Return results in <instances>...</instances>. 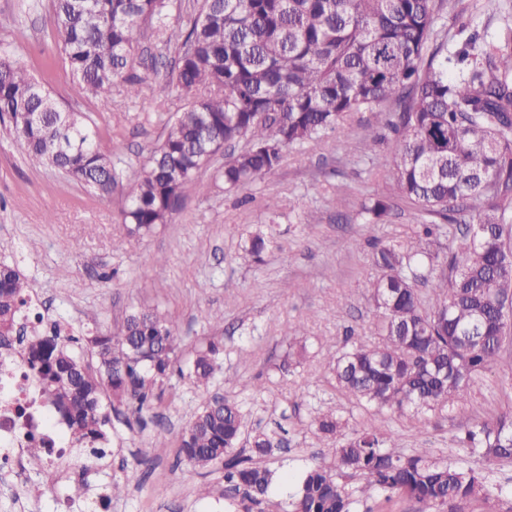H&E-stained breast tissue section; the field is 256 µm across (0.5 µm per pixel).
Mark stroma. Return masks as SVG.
<instances>
[{"instance_id":"obj_1","label":"stroma","mask_w":512,"mask_h":512,"mask_svg":"<svg viewBox=\"0 0 512 512\" xmlns=\"http://www.w3.org/2000/svg\"><path fill=\"white\" fill-rule=\"evenodd\" d=\"M498 6L499 0H446L438 23L449 45L462 43L466 28L497 31ZM51 10L52 0H0V49L20 58L70 111L89 116L102 150L123 143L119 183L111 200L98 198L57 171L30 164L0 130V264L18 267L50 316L65 318L77 332L115 333L133 310L155 307L174 326L181 352L202 338L223 337L214 391L242 406L248 430L280 426L287 432V448L264 461L274 473L273 499H285L289 476L314 460L333 462L334 442L322 440L311 424L313 411L329 406L347 430L393 433L402 450L430 448L436 456L468 461L511 490L512 464L469 455L458 438L464 429L512 413V338L499 363L475 379L468 400L440 412L379 415L355 407L328 382L333 346L346 332L365 342L375 338L374 243L407 241L420 224L413 206L394 191V139L385 137L366 154L350 149L370 126H383L386 113L351 115L335 131L288 149L273 174L236 192L217 187L224 158L216 156L168 223L131 237L119 216L123 195L186 102L161 97L148 84L132 98L117 88L107 100L72 97V77L50 31ZM382 196L390 213L384 223H371L362 206ZM265 227L273 242L258 263L245 239ZM120 237L123 248L113 249ZM293 323L315 346L284 372L283 328ZM175 384L176 397L160 408L166 426L119 422L111 429L116 455L79 473L85 499L71 500L66 482L43 492V473L0 474V512H97V491L115 480L128 492L112 500L108 512H224L212 494L220 470L175 463L178 443L168 429L185 426L207 399L189 378ZM143 449L152 466L139 464Z\"/></svg>"}]
</instances>
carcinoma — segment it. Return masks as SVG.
Listing matches in <instances>:
<instances>
[{
  "instance_id": "obj_1",
  "label": "carcinoma",
  "mask_w": 512,
  "mask_h": 512,
  "mask_svg": "<svg viewBox=\"0 0 512 512\" xmlns=\"http://www.w3.org/2000/svg\"><path fill=\"white\" fill-rule=\"evenodd\" d=\"M443 0H200L176 17L184 39L155 80L158 95L176 92L185 109L167 123L135 183L125 194L122 221L130 236L168 223L199 172L224 154L218 179L228 190L275 172L288 148L336 130L356 112H387L394 135L397 194L423 215L407 243L374 251L381 275L370 299L380 320L378 339H345L329 363L334 387L361 406L436 412L466 401L476 374L492 368L512 327V9L499 32H472L456 50L436 29ZM174 0H54L51 29L72 77L71 93L107 100L115 85L140 94L145 79L132 71L134 31L142 21L165 40ZM0 124L32 162L51 167L112 199L118 182L113 159L98 145L88 116L60 106L14 56L0 53ZM246 146L226 151L240 141ZM371 223L388 216L387 200L363 206ZM448 237V253L433 245ZM272 243L251 235L255 257ZM429 285L424 298L417 284ZM31 291L20 271L0 265V347L17 345L48 402L77 444H108L111 420L101 402L111 395L117 420L144 415L176 396L174 377L208 390L224 345L218 338L179 358L178 337L155 308L131 312L119 333L87 329L76 337L67 323L49 332L28 328L21 316ZM299 327L288 356L302 358ZM82 343L76 356L70 343ZM325 438L344 436L336 460L313 463L289 502L271 500L273 472L261 458L283 438L260 431L240 447L242 408L224 397L207 400L173 433L179 459L221 465L219 496L233 512H352L375 490L414 500L418 512H471L497 486L472 467L430 448L398 450L377 428L343 435L336 409L312 419ZM460 442L488 460H512V413L468 428ZM49 453L38 444L25 468L40 473Z\"/></svg>"
}]
</instances>
